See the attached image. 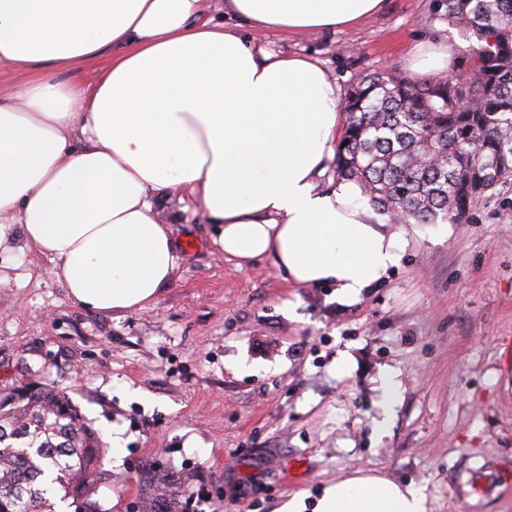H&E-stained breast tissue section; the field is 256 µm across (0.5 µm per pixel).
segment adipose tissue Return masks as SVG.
Here are the masks:
<instances>
[{
    "label": "adipose tissue",
    "instance_id": "1",
    "mask_svg": "<svg viewBox=\"0 0 512 512\" xmlns=\"http://www.w3.org/2000/svg\"><path fill=\"white\" fill-rule=\"evenodd\" d=\"M386 0H0V68L26 73L0 94V251L47 256L69 296L99 313L142 311L178 256L156 193L190 196L211 242L243 267L265 259L289 281L358 299L408 240L360 200L321 183L336 155L341 90L311 57L242 36L351 27ZM104 57L91 85L76 62ZM313 512H430L423 488L357 474Z\"/></svg>",
    "mask_w": 512,
    "mask_h": 512
}]
</instances>
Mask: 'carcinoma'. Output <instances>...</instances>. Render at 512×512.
<instances>
[{
  "label": "carcinoma",
  "instance_id": "1",
  "mask_svg": "<svg viewBox=\"0 0 512 512\" xmlns=\"http://www.w3.org/2000/svg\"><path fill=\"white\" fill-rule=\"evenodd\" d=\"M443 2L448 22L479 42L469 75L415 83L375 72L342 104L337 177L394 224H457L512 181V0ZM111 478L99 436L66 392L30 382L0 393V512H57L58 500L108 512L97 495Z\"/></svg>",
  "mask_w": 512,
  "mask_h": 512
}]
</instances>
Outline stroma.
Here are the masks:
<instances>
[{"mask_svg": "<svg viewBox=\"0 0 512 512\" xmlns=\"http://www.w3.org/2000/svg\"><path fill=\"white\" fill-rule=\"evenodd\" d=\"M261 39L317 59L344 90L388 68L424 81L420 47L451 48L462 73L476 43L438 0H388L353 27ZM154 205L176 224L180 260L143 311L85 309L48 257L0 254V389L58 387L102 439L121 431L104 507L173 498L183 512H277L362 472L424 487L431 512H512V370L500 355L512 352V183L470 222L406 225L399 264L351 303L268 260L228 261L191 199ZM386 373L401 387L381 435Z\"/></svg>", "mask_w": 512, "mask_h": 512, "instance_id": "obj_1", "label": "stroma"}]
</instances>
